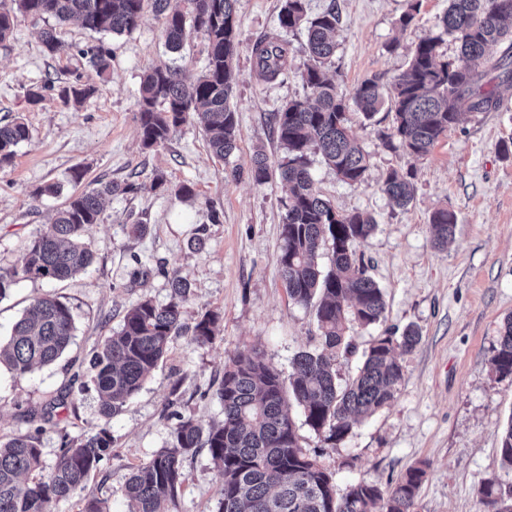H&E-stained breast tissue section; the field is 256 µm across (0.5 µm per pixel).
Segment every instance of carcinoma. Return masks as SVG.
Returning <instances> with one entry per match:
<instances>
[{
  "label": "carcinoma",
  "instance_id": "carcinoma-1",
  "mask_svg": "<svg viewBox=\"0 0 512 512\" xmlns=\"http://www.w3.org/2000/svg\"><path fill=\"white\" fill-rule=\"evenodd\" d=\"M238 0H0V43L13 33L14 10L35 18L55 20L42 29L46 51L64 47V26L71 21L95 33L129 34L146 11L163 19L168 48H183L191 32L205 41L206 64L196 81H185L180 69L153 67L139 87L137 122L146 149L168 143L190 121L199 123L213 153L226 158L237 149L238 116L230 106L233 60L237 48ZM282 29L307 30L310 64L302 81L310 95L290 100L270 117V127L285 156L278 163L281 181L288 186L281 229L280 274L290 299L315 305L321 348L303 351L293 360V373L268 364L254 350L239 351L224 365L217 398L224 418L208 427L176 412L169 445L150 460L134 467L125 486L129 512H167L185 481L182 459L206 448L218 468L217 512H413L426 470L408 468L386 486L357 482L338 497L331 474L299 445L296 425L288 414V400L301 406L307 424L335 446L360 419L389 404L402 379V365L393 339L381 336L362 353L356 374L344 386L338 382L340 359L355 353L350 335L354 327L379 323L386 309L382 289L368 273L357 245L375 231V218L364 212L339 213L314 186L309 155L316 151L348 184L364 181L369 155L358 144L349 125V111L370 120L384 104L394 112L391 132L380 133L383 145L401 148L411 156L429 154L441 135L456 124L460 105L471 112L500 110L512 91V54L498 59L490 48L512 36V0H448L442 19L444 32L460 41L454 60H443L440 38L419 42L404 72L388 84L368 79L349 95L327 75L326 65L336 50L335 34L341 18L336 3L313 19L305 0H283ZM290 43L266 35L252 46L256 77L275 83L288 73ZM98 73L111 66L104 43L78 49ZM496 72L492 80L484 78ZM92 89L73 82L60 90L68 102L84 103ZM29 139L23 119L0 125V164L10 162L15 148ZM253 182L263 185L272 174L269 158L261 151L250 161ZM137 190L133 181L107 182L70 197L55 213L51 231L33 237L17 263L0 271V298L20 281H65L92 264L93 253L83 239L87 226L96 224L104 200ZM382 191L396 205L406 207L413 198L411 181L396 172L387 175ZM456 215L446 207L430 219L435 247L448 244ZM331 245L333 269L317 264L320 251ZM173 298L165 305L144 299L129 308L120 329L94 349L87 375L99 400L101 416L111 420L136 394L147 375L183 330V302L189 294L188 276L169 277ZM220 315L207 311L192 327L199 345L216 335ZM75 321L71 308L55 297L35 300L14 323L9 337L0 341V366L18 377L55 363L69 347ZM491 365L501 378H512V316L503 323L493 349ZM64 405L58 396L31 412L38 422L26 434L0 438V512H53L61 500L80 497V512H104L102 501L81 496L93 471L112 452V432L106 426L77 438L62 435L60 454L53 469L43 473L39 436L54 422ZM501 457L512 471V423L501 437ZM484 512H512V484L486 478L480 488Z\"/></svg>",
  "mask_w": 512,
  "mask_h": 512
}]
</instances>
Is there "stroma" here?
I'll use <instances>...</instances> for the list:
<instances>
[{
    "label": "stroma",
    "mask_w": 512,
    "mask_h": 512,
    "mask_svg": "<svg viewBox=\"0 0 512 512\" xmlns=\"http://www.w3.org/2000/svg\"><path fill=\"white\" fill-rule=\"evenodd\" d=\"M336 2L341 25L329 64L344 92L376 77L388 83L402 73L415 46L440 38L443 58H457L460 42L445 34L441 19L448 0H305L308 16ZM281 0H239L235 80L230 103L238 114L236 150L216 157L201 127L183 125L164 146L142 148L138 138L140 78L158 64L181 67L198 77L205 53L199 34L181 52L168 50L163 21L146 12L130 34L105 35L112 53L106 75L81 58L78 47L98 39L78 24L67 25L64 48L44 51L38 32L44 23L16 13L10 41L0 45V124L23 118L30 138L0 166V268L19 259L25 245L47 231L52 214L76 193L73 168L86 171L84 184L136 181L137 193L111 197L99 223L85 239L95 260L87 272L62 283L23 281L0 299V338L37 297L55 294L71 307L75 336L56 363L16 377L0 369V436L33 431L30 410L71 388L59 422L40 435L44 469H52L62 433L77 436L102 423L95 390L79 373L91 351L118 330L125 310L149 298L171 299L169 273L191 283L183 305L185 332L176 336L163 362L108 424L112 451L91 476L88 493L107 512H127L125 485L135 465L151 459L170 441L168 410L208 424L223 419L216 397L224 362L240 350H254L290 373L295 356L318 348L312 309L294 304L279 273L280 230L286 191L279 177L263 185L248 175L249 160L263 147L271 163L284 155L269 117L289 100L306 96L301 79L309 63L306 33L281 31ZM413 14L401 25L405 14ZM282 34L293 54L286 79L266 84L253 72L251 47L266 34ZM56 90L42 91L45 79ZM93 87L82 107L64 103L58 90L74 79ZM41 91L40 100L31 92ZM354 134L370 157L366 178L340 181L313 154L316 187L336 210L368 212L377 228L358 251L386 299L382 323L352 332L358 349L377 337L401 336L407 326L421 333L417 346L398 351L403 377L391 403L356 425L336 447L324 444L290 405L299 444L332 473L338 493L365 481L388 484L409 467L427 469L414 512H478L484 478L512 482L501 464L500 436L512 421V380L497 378L490 359L504 319L512 314V100L498 112L462 111L456 124L428 156L414 158L385 148L380 132L390 131L393 114L373 119L349 114ZM411 174L414 198L395 205L381 190L390 171ZM162 175L166 186L153 184ZM58 183L61 195L44 186ZM191 186L189 199L176 197ZM223 210L221 223L208 220L209 203ZM454 211L457 224L446 249L434 248L429 218L438 207ZM147 224L142 238L126 226ZM220 312V332L206 345L189 332L205 311ZM186 481L169 512H215L219 473L201 448L183 460Z\"/></svg>",
    "instance_id": "1"
}]
</instances>
